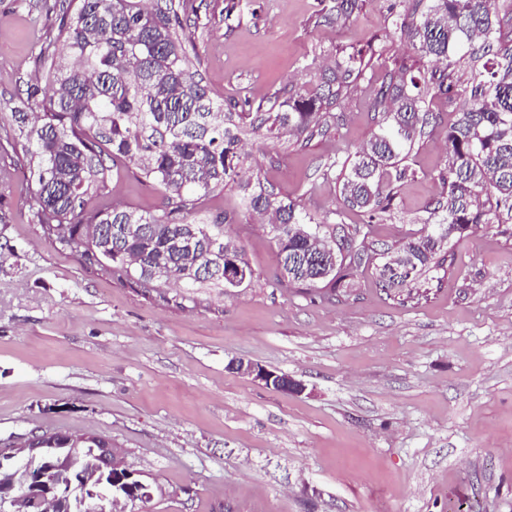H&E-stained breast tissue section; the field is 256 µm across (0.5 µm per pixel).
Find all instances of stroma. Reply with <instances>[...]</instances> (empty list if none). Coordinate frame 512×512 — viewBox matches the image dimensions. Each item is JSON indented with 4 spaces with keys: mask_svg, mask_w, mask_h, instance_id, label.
Masks as SVG:
<instances>
[{
    "mask_svg": "<svg viewBox=\"0 0 512 512\" xmlns=\"http://www.w3.org/2000/svg\"><path fill=\"white\" fill-rule=\"evenodd\" d=\"M194 0L195 66L215 96L265 111L286 83L311 87L337 57L362 55L381 82L401 64L434 69L392 20L412 0ZM56 33L43 0H0V445L30 433H94L149 485L147 512H512V237L482 224L449 239L455 259L426 302L403 307L364 271L333 300L278 287V248L241 194L208 200L255 273L247 288L142 295L85 268L33 222L22 145L3 141ZM327 131L300 145L250 141L251 166L314 217L381 120L363 86ZM448 113L406 163L395 209L371 223L390 244L422 232L444 191ZM109 203L155 210L120 163ZM287 373L284 393L229 370Z\"/></svg>",
    "mask_w": 512,
    "mask_h": 512,
    "instance_id": "stroma-1",
    "label": "stroma"
}]
</instances>
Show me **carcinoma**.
I'll return each instance as SVG.
<instances>
[{"label": "carcinoma", "mask_w": 512, "mask_h": 512, "mask_svg": "<svg viewBox=\"0 0 512 512\" xmlns=\"http://www.w3.org/2000/svg\"><path fill=\"white\" fill-rule=\"evenodd\" d=\"M497 2L417 0L397 15L395 29L443 69L421 78L406 68L365 85L388 122L356 153L333 215L359 211L371 221L393 208L395 183L415 176L404 161L437 123L434 102L469 94L448 123L449 164L440 172L446 193L425 220L435 229L381 250L371 231L318 222L260 180L244 191L245 209L269 216L282 287L329 300L373 266L389 299L417 304L431 291L426 274L453 266L444 253L450 237L477 224L512 225V3ZM48 10L64 51L53 42L40 48L48 89L28 86L27 111L12 113L42 235L145 296L163 297L171 285L222 291L229 256L247 274L239 284L250 285L243 250H228L224 240L228 216L206 212L204 202L236 183L242 138L288 134L302 143L328 127L332 108L362 78L358 56L336 60L333 79L312 93L285 91L275 108L238 112L216 101L192 63V0H53ZM122 159L158 192L154 211L97 203ZM130 224L140 233L128 234Z\"/></svg>", "instance_id": "carcinoma-1"}]
</instances>
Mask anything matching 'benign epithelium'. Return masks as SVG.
Returning a JSON list of instances; mask_svg holds the SVG:
<instances>
[{
  "instance_id": "obj_1",
  "label": "benign epithelium",
  "mask_w": 512,
  "mask_h": 512,
  "mask_svg": "<svg viewBox=\"0 0 512 512\" xmlns=\"http://www.w3.org/2000/svg\"><path fill=\"white\" fill-rule=\"evenodd\" d=\"M238 373L248 375L277 390L301 392L304 387L283 372L269 370L243 359L231 362ZM43 448L38 437L19 445L0 448V509L3 512H30L35 502L49 512L59 500L78 496L84 512H127L152 498L150 486L133 479L120 449L110 442L91 449ZM55 466L74 469L65 486L47 480V470Z\"/></svg>"
}]
</instances>
